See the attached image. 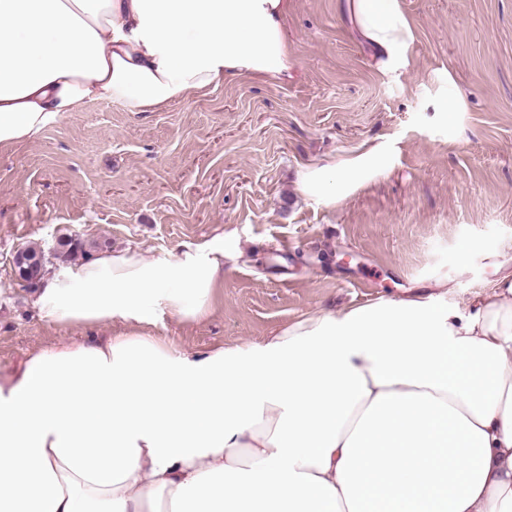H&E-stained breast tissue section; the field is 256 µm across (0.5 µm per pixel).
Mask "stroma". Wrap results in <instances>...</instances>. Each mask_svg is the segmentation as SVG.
<instances>
[{
  "instance_id": "stroma-1",
  "label": "stroma",
  "mask_w": 512,
  "mask_h": 512,
  "mask_svg": "<svg viewBox=\"0 0 512 512\" xmlns=\"http://www.w3.org/2000/svg\"><path fill=\"white\" fill-rule=\"evenodd\" d=\"M415 42L383 74L337 0H289L294 79L238 78L156 112L109 100L63 113L0 149V369L30 351L111 335L56 325L13 260L43 250L50 272L83 253L154 259L232 237L240 251L211 315L158 316L177 351L253 344L301 316L417 294L464 313L512 273V0H400ZM462 94L465 108L440 107ZM373 145L386 171L336 206L307 201L300 168Z\"/></svg>"
}]
</instances>
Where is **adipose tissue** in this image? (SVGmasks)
Masks as SVG:
<instances>
[{
  "instance_id": "adipose-tissue-1",
  "label": "adipose tissue",
  "mask_w": 512,
  "mask_h": 512,
  "mask_svg": "<svg viewBox=\"0 0 512 512\" xmlns=\"http://www.w3.org/2000/svg\"><path fill=\"white\" fill-rule=\"evenodd\" d=\"M382 72L400 0H338ZM288 0H0V146L96 100L153 112L241 76L292 79ZM379 147L298 174L335 206ZM238 254L102 251L49 274L58 325L125 329L0 370V512H512V274L462 315L422 296L316 311L262 343L176 352L137 325L206 318Z\"/></svg>"
}]
</instances>
